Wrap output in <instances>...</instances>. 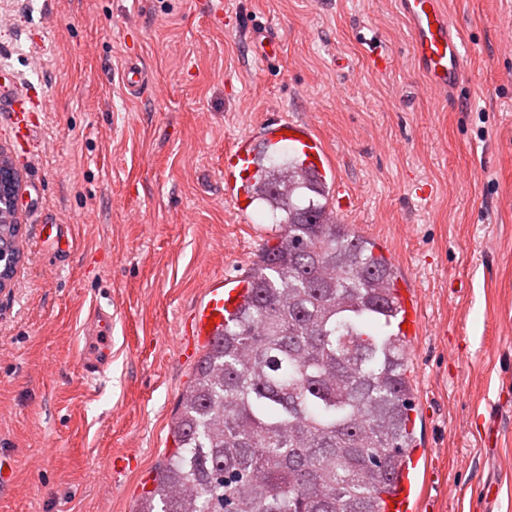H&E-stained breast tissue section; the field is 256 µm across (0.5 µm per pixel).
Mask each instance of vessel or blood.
Returning a JSON list of instances; mask_svg holds the SVG:
<instances>
[{"label": "vessel or blood", "instance_id": "obj_1", "mask_svg": "<svg viewBox=\"0 0 512 512\" xmlns=\"http://www.w3.org/2000/svg\"><path fill=\"white\" fill-rule=\"evenodd\" d=\"M400 15L407 21L415 66L431 90L457 91L463 75L462 39L451 22L445 0H396ZM121 83L128 94L136 95L145 87L147 75L139 61L128 60ZM275 152H288L310 175L329 187L330 216L352 207V197L340 178L322 139L312 124L282 118L259 127L257 135H243L224 151V198L237 215H246L253 207L262 183L256 165V142ZM243 278L224 281L215 277L204 285V295L190 323L188 333L194 346L210 343L224 329L229 314L241 304ZM96 332L86 340L81 352L83 370L94 378L104 373L112 362V312L94 305L87 317ZM431 455L413 451L400 466L395 494L386 497L382 512H410L418 489L421 470L430 468Z\"/></svg>", "mask_w": 512, "mask_h": 512}]
</instances>
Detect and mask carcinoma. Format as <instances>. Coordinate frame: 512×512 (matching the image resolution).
Returning a JSON list of instances; mask_svg holds the SVG:
<instances>
[{
	"label": "carcinoma",
	"mask_w": 512,
	"mask_h": 512,
	"mask_svg": "<svg viewBox=\"0 0 512 512\" xmlns=\"http://www.w3.org/2000/svg\"><path fill=\"white\" fill-rule=\"evenodd\" d=\"M281 234L209 344L173 422L177 448L138 512H381L416 442L397 276L376 242L327 220L328 191L267 155ZM0 159V280L21 260Z\"/></svg>",
	"instance_id": "cac0c4a2"
}]
</instances>
